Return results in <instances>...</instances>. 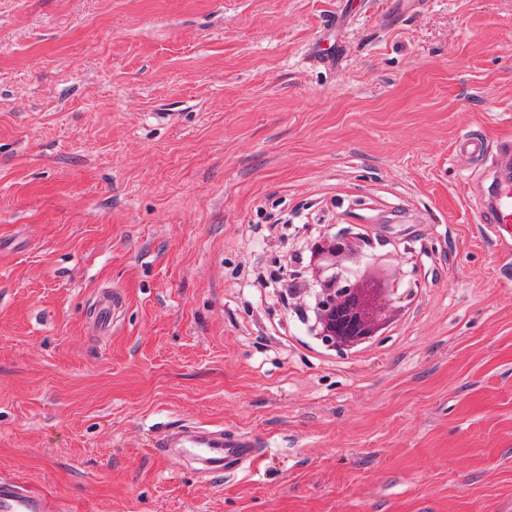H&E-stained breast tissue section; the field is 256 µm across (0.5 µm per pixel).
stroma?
<instances>
[{
  "instance_id": "1",
  "label": "stroma",
  "mask_w": 512,
  "mask_h": 512,
  "mask_svg": "<svg viewBox=\"0 0 512 512\" xmlns=\"http://www.w3.org/2000/svg\"><path fill=\"white\" fill-rule=\"evenodd\" d=\"M473 131L512 140V0H0V477L60 512H512V237L474 220ZM317 227L412 292L346 354L252 286ZM181 423L257 455L151 446ZM95 317L93 326L95 330L102 335H107L112 331V326L116 323L122 300L111 289H101L95 297ZM153 444L160 451L184 448L186 454L202 461L211 472L235 471L232 469L256 454L253 440L230 434L224 435L223 427H208L185 423L154 437Z\"/></svg>"
}]
</instances>
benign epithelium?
I'll use <instances>...</instances> for the list:
<instances>
[{
  "instance_id": "obj_1",
  "label": "benign epithelium",
  "mask_w": 512,
  "mask_h": 512,
  "mask_svg": "<svg viewBox=\"0 0 512 512\" xmlns=\"http://www.w3.org/2000/svg\"><path fill=\"white\" fill-rule=\"evenodd\" d=\"M361 234H345L317 242L310 268L288 270V308L312 321L310 331L325 348L345 353L375 339V333L401 310L398 288L370 269L349 275L361 264Z\"/></svg>"
}]
</instances>
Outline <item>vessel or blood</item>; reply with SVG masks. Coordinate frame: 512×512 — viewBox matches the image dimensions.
Masks as SVG:
<instances>
[{
  "label": "vessel or blood",
  "mask_w": 512,
  "mask_h": 512,
  "mask_svg": "<svg viewBox=\"0 0 512 512\" xmlns=\"http://www.w3.org/2000/svg\"><path fill=\"white\" fill-rule=\"evenodd\" d=\"M455 152L472 163L495 159L503 168L512 167V142L490 150L486 138L479 133L461 136L455 143ZM479 223L492 225L495 231L512 230V180L501 177L493 180L477 205ZM122 300L109 289L99 290L95 297L93 326L102 335L109 334L116 322ZM155 448L168 451L184 449L211 471L232 470L256 454L253 440L230 435L220 427L185 423L159 433L153 440ZM0 512H56V506L47 497L31 491L26 485L0 479Z\"/></svg>",
  "instance_id": "1"
}]
</instances>
